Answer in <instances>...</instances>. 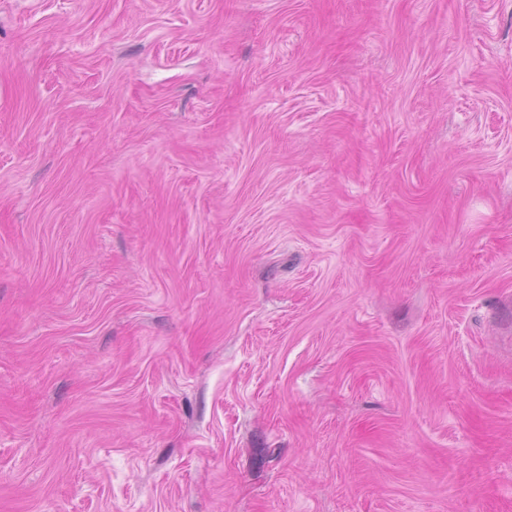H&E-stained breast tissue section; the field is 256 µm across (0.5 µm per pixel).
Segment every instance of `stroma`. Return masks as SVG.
<instances>
[{
	"label": "stroma",
	"mask_w": 512,
	"mask_h": 512,
	"mask_svg": "<svg viewBox=\"0 0 512 512\" xmlns=\"http://www.w3.org/2000/svg\"><path fill=\"white\" fill-rule=\"evenodd\" d=\"M0 512H512V0H0Z\"/></svg>",
	"instance_id": "35a3bbf8"
}]
</instances>
